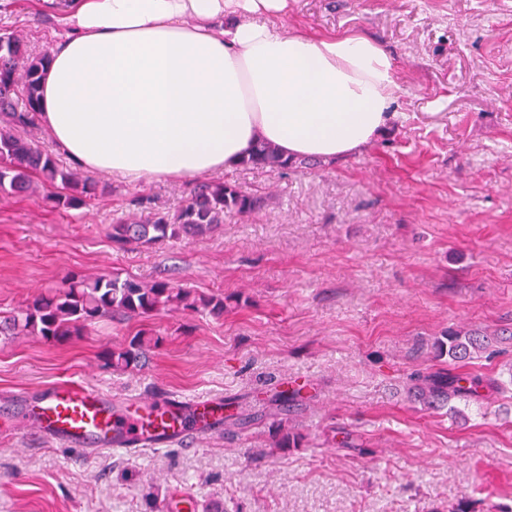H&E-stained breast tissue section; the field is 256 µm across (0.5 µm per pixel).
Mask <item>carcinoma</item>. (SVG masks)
I'll return each instance as SVG.
<instances>
[{
  "label": "carcinoma",
  "instance_id": "carcinoma-1",
  "mask_svg": "<svg viewBox=\"0 0 512 512\" xmlns=\"http://www.w3.org/2000/svg\"><path fill=\"white\" fill-rule=\"evenodd\" d=\"M49 55H33L15 34H0V195L24 198L36 191L34 179L55 189L46 196L55 208L78 209L96 196L97 185L64 166L39 142L18 134V130L35 126L39 108V82ZM292 165L278 148L263 144L247 159L243 167L285 169ZM260 206V199L247 195L236 186L221 181H203L194 187L184 203L170 214L156 213L149 221L136 219L112 225V241L118 244H154L189 236H202L224 223L227 214H247ZM226 300L203 295L191 288L169 281L150 284L134 279L101 275L93 279L71 276L63 290L40 295L13 313L0 315V336L33 335L47 342H61L79 333L88 324L110 316H145L166 308L191 312L208 310L224 313ZM499 332L483 329H450L434 339L433 353L454 363L480 358L496 343ZM159 338L140 333L127 345L105 353L114 371L138 368L146 352ZM409 393L427 409H439L456 400H477L481 391H493L498 382L480 373L417 372L410 377ZM273 447L279 450L300 448L304 436L282 423L271 425Z\"/></svg>",
  "mask_w": 512,
  "mask_h": 512
}]
</instances>
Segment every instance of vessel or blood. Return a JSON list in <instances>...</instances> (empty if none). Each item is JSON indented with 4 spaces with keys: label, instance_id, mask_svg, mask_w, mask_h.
I'll return each instance as SVG.
<instances>
[{
    "label": "vessel or blood",
    "instance_id": "vessel-or-blood-1",
    "mask_svg": "<svg viewBox=\"0 0 512 512\" xmlns=\"http://www.w3.org/2000/svg\"><path fill=\"white\" fill-rule=\"evenodd\" d=\"M111 400L98 388L58 381L26 405L36 428L66 446L108 450L118 445L173 444L210 429L222 420L224 403L206 398L188 407H166L164 414L149 412L138 400L126 404L125 421L116 420Z\"/></svg>",
    "mask_w": 512,
    "mask_h": 512
}]
</instances>
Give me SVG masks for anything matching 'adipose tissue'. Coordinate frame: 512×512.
Returning <instances> with one entry per match:
<instances>
[{
    "mask_svg": "<svg viewBox=\"0 0 512 512\" xmlns=\"http://www.w3.org/2000/svg\"><path fill=\"white\" fill-rule=\"evenodd\" d=\"M288 0H78L39 118L75 163L129 183L362 152L389 127V52L361 34L284 31Z\"/></svg>",
    "mask_w": 512,
    "mask_h": 512,
    "instance_id": "ef3b65f1",
    "label": "adipose tissue"
}]
</instances>
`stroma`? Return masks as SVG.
<instances>
[{
  "mask_svg": "<svg viewBox=\"0 0 512 512\" xmlns=\"http://www.w3.org/2000/svg\"><path fill=\"white\" fill-rule=\"evenodd\" d=\"M60 0H0V29L33 53L66 33ZM286 30L361 33L391 54L387 132L363 153L226 181L262 207L211 234L120 246V219L176 210L194 188L96 172L87 206L0 195V312L72 275L169 280L237 300L216 316H115L63 343L0 338V512H158L172 495L229 512H512V339L469 368L503 382L432 411L411 374L449 367L430 345L448 328L512 326V0H288ZM158 336L145 364L105 351ZM90 384L138 398L236 401L245 425L186 445L66 448L11 424L21 391ZM299 388L289 426L306 445L269 456L272 396ZM352 448L334 446L335 433Z\"/></svg>",
  "mask_w": 512,
  "mask_h": 512,
  "instance_id": "35a3bbf8",
  "label": "stroma"
}]
</instances>
